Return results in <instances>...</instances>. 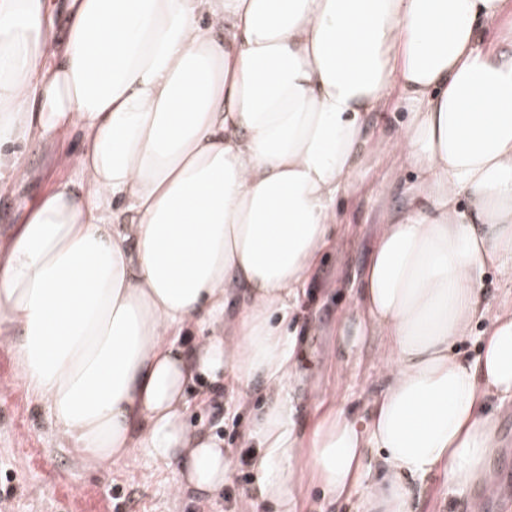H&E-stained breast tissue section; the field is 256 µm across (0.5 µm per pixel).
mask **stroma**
<instances>
[{"label": "stroma", "mask_w": 512, "mask_h": 512, "mask_svg": "<svg viewBox=\"0 0 512 512\" xmlns=\"http://www.w3.org/2000/svg\"><path fill=\"white\" fill-rule=\"evenodd\" d=\"M79 149L75 134L51 146H28L26 180L14 193L0 195L1 250L23 223L27 204L71 176ZM413 180L411 173L393 170L389 159L376 158L359 174L355 194L337 204L336 220L348 230L322 252L300 310L289 321L298 339L299 372L289 398L305 423L317 419L316 402L322 398L363 414L370 394L383 382L377 366L380 337H366L350 354L338 330L353 310V284L367 265L374 218L382 208L401 207ZM12 341L10 333L0 331V512H244L246 486L238 475L249 450L242 433L251 411L265 401L262 381L253 383L244 406L220 388L197 383L186 390L188 430L227 440L233 460L223 492L208 501L189 490L176 492L167 467L144 448L106 467L84 462L55 430L44 405L25 389ZM496 429L504 448L491 462L493 488H451L437 474L416 487L415 512H512V404L498 411Z\"/></svg>", "instance_id": "stroma-1"}]
</instances>
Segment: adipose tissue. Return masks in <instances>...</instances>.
<instances>
[{
	"label": "adipose tissue",
	"instance_id": "adipose-tissue-1",
	"mask_svg": "<svg viewBox=\"0 0 512 512\" xmlns=\"http://www.w3.org/2000/svg\"><path fill=\"white\" fill-rule=\"evenodd\" d=\"M395 90L407 119L377 142L415 181L339 330L381 337L384 383L364 416L332 405L306 428L283 323ZM74 132L72 176L0 254V329L72 448L102 467L145 448L218 495L232 461L187 430L185 386L261 380L245 439L264 512L312 486L414 512V481L490 480L492 405L512 401V306L483 288L512 280V0H0V192L25 145ZM484 288L499 305L512 303V282L500 277L497 271L490 269L484 276Z\"/></svg>",
	"mask_w": 512,
	"mask_h": 512
}]
</instances>
